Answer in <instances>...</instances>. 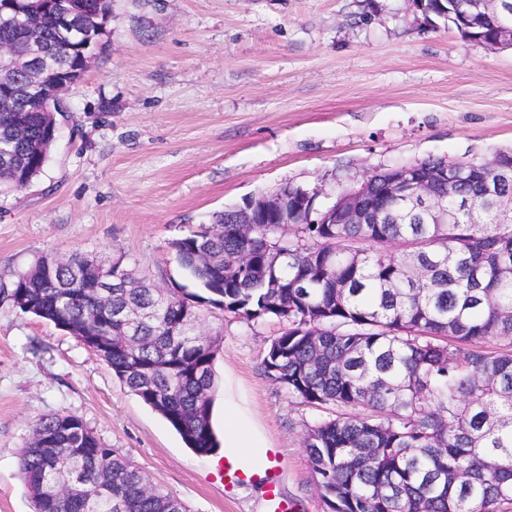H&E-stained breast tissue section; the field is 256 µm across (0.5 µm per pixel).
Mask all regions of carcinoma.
Returning <instances> with one entry per match:
<instances>
[{"label":"carcinoma","instance_id":"obj_1","mask_svg":"<svg viewBox=\"0 0 512 512\" xmlns=\"http://www.w3.org/2000/svg\"><path fill=\"white\" fill-rule=\"evenodd\" d=\"M463 0H427L430 12L467 28ZM490 21L468 39H493L512 20V0H492ZM25 22L60 54L44 61L55 76H82L81 40L29 0ZM26 26L0 25V42L25 48ZM42 102L22 115L0 112V189L43 171L54 119ZM448 212L455 224H297L279 231L261 218L243 236L232 208L172 242L202 293L156 292L126 266L80 252L38 259L17 274L10 297L84 345L112 339L103 360L200 456L219 442L211 425L215 341L196 333L202 307L284 325L263 368L307 405L335 416L316 423L304 448L331 512H512V223L497 220L473 160ZM428 266L419 283L416 266ZM128 287L106 299L89 290L96 273ZM346 295L336 297V286ZM20 468L35 512H187L127 458L105 447L70 413L39 418Z\"/></svg>","mask_w":512,"mask_h":512}]
</instances>
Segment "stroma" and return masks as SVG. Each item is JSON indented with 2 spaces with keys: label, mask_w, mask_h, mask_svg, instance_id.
Instances as JSON below:
<instances>
[{
  "label": "stroma",
  "mask_w": 512,
  "mask_h": 512,
  "mask_svg": "<svg viewBox=\"0 0 512 512\" xmlns=\"http://www.w3.org/2000/svg\"><path fill=\"white\" fill-rule=\"evenodd\" d=\"M33 185L0 193V512H34L20 451L39 418L80 416L189 512H265L53 323L9 297L42 256L125 258L158 287L187 278L174 239L284 183L343 190L376 169L512 150V48L468 41L410 0H112L105 35L62 98ZM282 323L218 309L212 425L225 408L283 454L301 512H329L303 447L323 412L263 369Z\"/></svg>",
  "instance_id": "1"
}]
</instances>
